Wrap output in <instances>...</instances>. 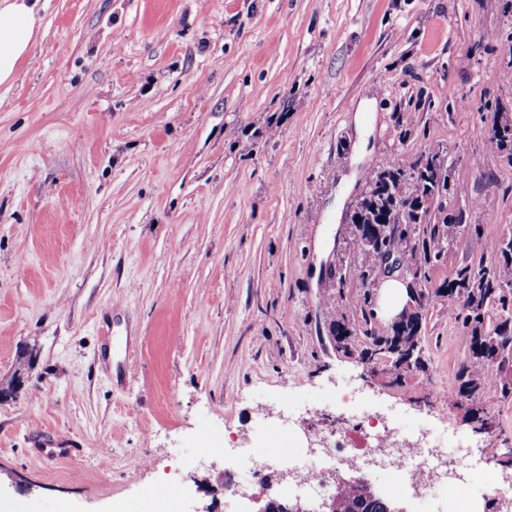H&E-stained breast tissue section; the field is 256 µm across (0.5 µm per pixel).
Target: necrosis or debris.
Masks as SVG:
<instances>
[{
  "label": "necrosis or debris",
  "mask_w": 512,
  "mask_h": 512,
  "mask_svg": "<svg viewBox=\"0 0 512 512\" xmlns=\"http://www.w3.org/2000/svg\"><path fill=\"white\" fill-rule=\"evenodd\" d=\"M307 434L323 444L315 461H308L305 447L270 452L260 459L250 456L244 479L263 487L276 475L274 462L282 459L302 464L297 484L280 489L287 497H324L336 486L334 471L348 468L365 479L386 476L395 493L411 489L425 500L443 497L444 512H500L503 503L512 502V477L494 475L489 462L473 459L471 449L459 444L451 454H443L428 432L402 434L378 415L354 409L340 428L326 432L311 427Z\"/></svg>",
  "instance_id": "1"
}]
</instances>
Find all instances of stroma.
Wrapping results in <instances>:
<instances>
[{
    "instance_id": "stroma-1",
    "label": "stroma",
    "mask_w": 512,
    "mask_h": 512,
    "mask_svg": "<svg viewBox=\"0 0 512 512\" xmlns=\"http://www.w3.org/2000/svg\"><path fill=\"white\" fill-rule=\"evenodd\" d=\"M39 37L0 86V512H125L165 484L176 512L225 502L215 437L266 448L285 407L320 413L344 384L409 430L486 445L512 475V399L482 420L457 397L470 360L457 307L432 298L422 365L344 351L324 304L365 290L345 213L366 175L439 153L461 234L429 290L512 235L506 0H38ZM374 118L359 144L351 118ZM64 430L73 456L30 437Z\"/></svg>"
}]
</instances>
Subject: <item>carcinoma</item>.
<instances>
[{
  "instance_id": "1",
  "label": "carcinoma",
  "mask_w": 512,
  "mask_h": 512,
  "mask_svg": "<svg viewBox=\"0 0 512 512\" xmlns=\"http://www.w3.org/2000/svg\"><path fill=\"white\" fill-rule=\"evenodd\" d=\"M488 143L492 151L506 152L512 159V138L494 129L489 133ZM437 157L436 153L423 155L408 169L388 162L370 175L346 217L353 230V251L361 280L375 272L381 240L388 241V246L400 255L404 267H417L424 283L429 280L430 267L445 258L454 244L457 221L432 210L435 200L456 190L454 181L448 180L444 163L436 161ZM389 224H409L413 236L389 238ZM490 249L499 256L496 264L487 266L482 260L465 264L435 292L457 304V321L468 332L470 362L457 374L459 393L464 397L483 393L490 385L503 397H512V366L505 367L495 358L498 351L512 357V298L503 294V287L512 286V236L492 243ZM326 305L333 309L331 329L339 347L347 350L352 347L353 337H364L372 356L391 358L389 375L395 382L406 370L420 367L419 336L425 304L411 309L406 321L391 325L384 334L374 326L369 291L356 300L362 318L357 329L349 326L347 312L335 307V302L328 299ZM401 346L414 352L412 361L406 365L393 355ZM340 495L347 512H385L384 503L369 497L360 485H349Z\"/></svg>"
}]
</instances>
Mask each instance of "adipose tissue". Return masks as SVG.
<instances>
[{"label": "adipose tissue", "instance_id": "ef3b65f1", "mask_svg": "<svg viewBox=\"0 0 512 512\" xmlns=\"http://www.w3.org/2000/svg\"><path fill=\"white\" fill-rule=\"evenodd\" d=\"M37 0H0V85L12 82L35 42Z\"/></svg>", "mask_w": 512, "mask_h": 512}]
</instances>
